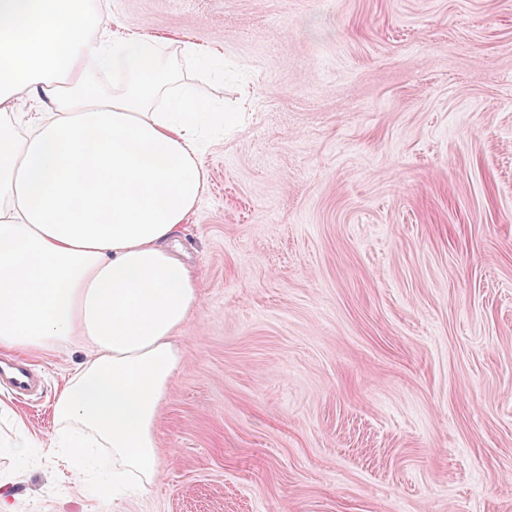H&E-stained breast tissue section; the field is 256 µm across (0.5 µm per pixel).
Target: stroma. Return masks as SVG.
I'll return each mask as SVG.
<instances>
[{
	"label": "stroma",
	"instance_id": "1",
	"mask_svg": "<svg viewBox=\"0 0 512 512\" xmlns=\"http://www.w3.org/2000/svg\"><path fill=\"white\" fill-rule=\"evenodd\" d=\"M221 54L180 244L204 276L120 498L48 445L81 357L0 389L17 512H512V0H105ZM0 455L5 454L9 458L17 461L28 457L30 448L33 447V440L27 429L20 423H17L11 429V434L7 442H0Z\"/></svg>",
	"mask_w": 512,
	"mask_h": 512
}]
</instances>
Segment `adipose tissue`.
Returning a JSON list of instances; mask_svg holds the SVG:
<instances>
[{
    "mask_svg": "<svg viewBox=\"0 0 512 512\" xmlns=\"http://www.w3.org/2000/svg\"><path fill=\"white\" fill-rule=\"evenodd\" d=\"M197 44L109 33L92 0H0V349L84 358L57 393L49 450L113 487L157 474L156 420L203 278L177 253L207 174L200 108L172 63ZM36 99L38 112L18 105Z\"/></svg>",
    "mask_w": 512,
    "mask_h": 512,
    "instance_id": "adipose-tissue-1",
    "label": "adipose tissue"
}]
</instances>
